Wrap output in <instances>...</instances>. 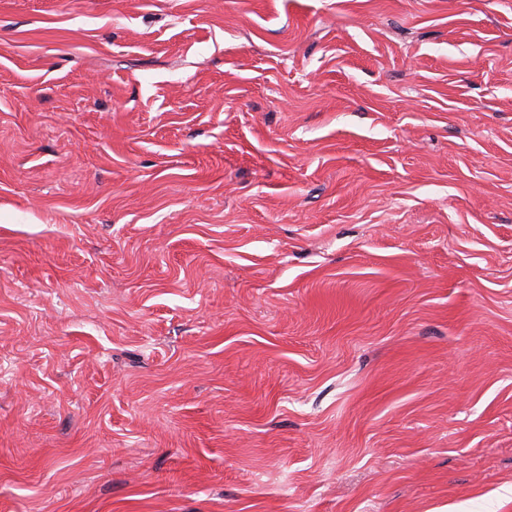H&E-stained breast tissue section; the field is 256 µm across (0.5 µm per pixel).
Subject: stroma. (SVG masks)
<instances>
[{
    "mask_svg": "<svg viewBox=\"0 0 512 512\" xmlns=\"http://www.w3.org/2000/svg\"><path fill=\"white\" fill-rule=\"evenodd\" d=\"M0 512H512V0H0Z\"/></svg>",
    "mask_w": 512,
    "mask_h": 512,
    "instance_id": "stroma-1",
    "label": "stroma"
}]
</instances>
